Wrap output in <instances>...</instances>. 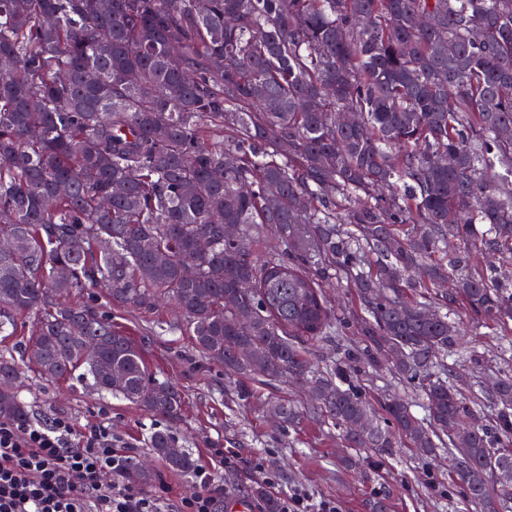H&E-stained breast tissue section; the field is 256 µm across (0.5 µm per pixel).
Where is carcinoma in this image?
Returning <instances> with one entry per match:
<instances>
[{
	"mask_svg": "<svg viewBox=\"0 0 512 512\" xmlns=\"http://www.w3.org/2000/svg\"><path fill=\"white\" fill-rule=\"evenodd\" d=\"M199 2L0 0V335L32 319L21 355H0V419L30 420L26 371L81 368L162 422L147 447L194 473L171 430L182 393L100 306L71 303L99 287L141 315L171 307L167 328L227 376L306 384L349 448L388 453L398 432L423 457L448 451L472 512H502L512 373L458 388L448 354L464 333L439 309L512 321V282L471 271L512 256V0ZM266 234L280 250L260 258ZM344 279L370 345L315 374L301 345L348 329L323 293ZM448 279L454 294L432 296ZM382 351L426 399L422 418L385 402L392 431L358 385ZM270 411L304 419L287 401ZM123 475L154 480L135 455ZM252 496L282 512L263 486Z\"/></svg>",
	"mask_w": 512,
	"mask_h": 512,
	"instance_id": "cac0c4a2",
	"label": "carcinoma"
}]
</instances>
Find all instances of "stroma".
Returning <instances> with one entry per match:
<instances>
[{
	"mask_svg": "<svg viewBox=\"0 0 512 512\" xmlns=\"http://www.w3.org/2000/svg\"><path fill=\"white\" fill-rule=\"evenodd\" d=\"M448 316L464 330L469 348L483 359L479 372L469 362L449 360L460 387L512 370V360L499 352L500 327L458 304L449 308ZM112 322L141 346L153 377L181 390L182 417L172 431L198 466L210 470L223 487V512H260L261 504L251 489L270 476L275 482L269 490L279 498L299 490L312 501L335 502L336 512H370V502L380 496L388 499L391 512H466L462 491L448 470L447 455L432 463L406 444L388 456L347 449L339 431L318 415L305 418L297 429L280 432L266 404L278 398L310 406L301 387L256 380L250 384V402H241L238 380L225 376L222 365L201 359L189 336L161 331L153 317L117 306L112 309ZM367 343V337L354 327L347 335L304 345L303 351L313 370L319 371L344 351L363 350ZM359 383L381 421L386 418L383 404L391 396L407 399L417 413L425 404L417 384L395 376L383 358L368 368ZM20 393L31 405L34 421L48 423L65 417L81 433L105 423L126 454L148 451L147 438L155 421L125 400L97 394L82 377L53 383L29 377Z\"/></svg>",
	"mask_w": 512,
	"mask_h": 512,
	"instance_id": "obj_1",
	"label": "stroma"
}]
</instances>
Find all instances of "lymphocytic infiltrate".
Wrapping results in <instances>:
<instances>
[{
	"label": "lymphocytic infiltrate",
	"instance_id": "f902f5d3",
	"mask_svg": "<svg viewBox=\"0 0 512 512\" xmlns=\"http://www.w3.org/2000/svg\"><path fill=\"white\" fill-rule=\"evenodd\" d=\"M124 460L105 425L79 436L63 417L48 426L0 421V512H220L209 470H197L198 492L174 506L166 486L120 482Z\"/></svg>",
	"mask_w": 512,
	"mask_h": 512
}]
</instances>
